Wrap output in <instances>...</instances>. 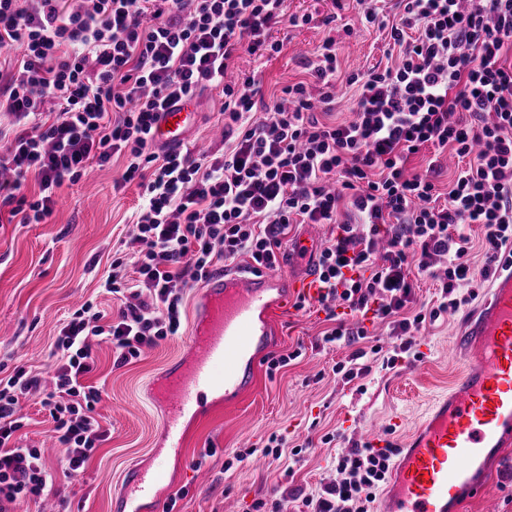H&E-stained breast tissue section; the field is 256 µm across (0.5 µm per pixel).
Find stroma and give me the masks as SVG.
Wrapping results in <instances>:
<instances>
[{"label": "stroma", "instance_id": "stroma-1", "mask_svg": "<svg viewBox=\"0 0 512 512\" xmlns=\"http://www.w3.org/2000/svg\"><path fill=\"white\" fill-rule=\"evenodd\" d=\"M284 7L291 15H309V23L274 31V39L283 44L280 55L267 60L242 53L237 67L256 72L265 97L277 96L284 87L308 80L306 61L316 58L324 41L334 39L341 79L332 116L350 118L354 90L344 78L384 60V32L359 24L356 0H285ZM332 14L338 22L327 23ZM347 21L354 23V33L344 30ZM222 103L217 89L197 98L186 147L220 148L216 132ZM122 172L118 160L64 183L59 204L42 223H0V362L45 368L68 312L87 300L114 310L111 295L99 283L122 247L141 197L134 183L114 190ZM460 321L457 314L440 316L425 331L420 361L393 369L372 362L370 373L356 384L331 372L349 350L323 347L321 337L331 323L319 303L290 310L274 322L267 353L277 356L299 347L302 356L274 373L259 366L253 387L237 402L204 403L197 416L184 420L188 443L177 456L161 451L163 409L157 389L170 362L189 358L187 336L162 340L120 368L113 367L107 344H100L98 368L88 381L104 386L96 412L111 437L76 476L65 477L58 455H50L55 487L69 512H112L113 490L123 474L161 463L166 482L155 502H138L136 512H163L172 498L176 512H255L259 503L269 508L284 498L313 493L335 479L336 455L348 442L364 441L365 430L375 429L401 444L432 400L447 392L457 373ZM328 433L335 434V441L322 443ZM273 437L285 441L280 456H258V448ZM207 448L214 449V456H204ZM200 469L209 475L202 484L196 481ZM460 512H512V447L491 462L484 493L464 501Z\"/></svg>", "mask_w": 512, "mask_h": 512}]
</instances>
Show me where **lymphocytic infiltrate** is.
I'll list each match as a JSON object with an SVG mask.
<instances>
[{"label":"lymphocytic infiltrate","mask_w":512,"mask_h":512,"mask_svg":"<svg viewBox=\"0 0 512 512\" xmlns=\"http://www.w3.org/2000/svg\"><path fill=\"white\" fill-rule=\"evenodd\" d=\"M357 0L361 22L384 29L387 62L347 77L352 117L319 121L336 103V42L326 40L310 81L265 101L259 80L236 72L245 52L273 58V32L309 23L284 0H0V48L20 59L0 94V213L11 224L50 217L65 182L122 158L116 187L137 182L142 204L104 286L119 302L107 316L84 302L63 321L49 353L54 386L17 367L0 377V512L47 498L41 449L20 445L21 402L39 399L67 473L83 472L108 438L94 415L101 386L88 383L94 340L120 367L178 335L189 288L239 258L276 269L295 224H331L315 266L319 304L332 326L323 344L351 348V365L379 353L356 316L388 321L401 341L385 361H417L416 334L456 311L455 290L493 277L512 248V0ZM222 89L224 149L194 154L155 147L164 112ZM426 148L452 150L447 191L434 166L407 170ZM34 180L35 191L22 187ZM481 229L485 261L470 264ZM440 284L437 307L405 310L414 274ZM393 446L356 443L336 456V479L303 497L304 512H370Z\"/></svg>","instance_id":"1"}]
</instances>
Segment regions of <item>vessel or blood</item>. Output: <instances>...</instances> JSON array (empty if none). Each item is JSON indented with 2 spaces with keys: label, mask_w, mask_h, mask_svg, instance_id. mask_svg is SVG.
I'll return each mask as SVG.
<instances>
[{
  "label": "vessel or blood",
  "mask_w": 512,
  "mask_h": 512,
  "mask_svg": "<svg viewBox=\"0 0 512 512\" xmlns=\"http://www.w3.org/2000/svg\"><path fill=\"white\" fill-rule=\"evenodd\" d=\"M194 117L188 105L165 112L157 136L181 147ZM319 295L315 274L291 280L234 268L205 281L195 298L185 369L171 364L164 397L163 437L182 450L179 420L201 408L205 394L238 399L251 389L262 357L258 347L293 298ZM462 369L447 396L409 435L381 512H459L478 496L488 462L512 446V257H504L483 299L468 311L457 332ZM162 469L128 474L113 499L120 507L152 497Z\"/></svg>",
  "instance_id": "b4317fda"
}]
</instances>
